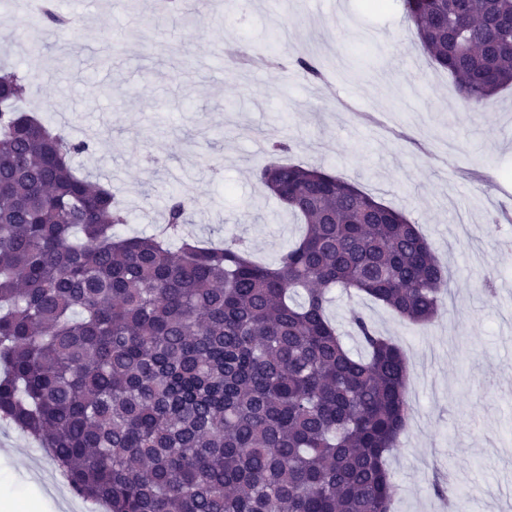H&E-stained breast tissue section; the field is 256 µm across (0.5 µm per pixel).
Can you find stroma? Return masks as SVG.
Masks as SVG:
<instances>
[{
    "label": "stroma",
    "instance_id": "1",
    "mask_svg": "<svg viewBox=\"0 0 512 512\" xmlns=\"http://www.w3.org/2000/svg\"><path fill=\"white\" fill-rule=\"evenodd\" d=\"M161 0H56L71 27L0 19V66L27 75L20 109L89 144L80 174L124 201L150 235L170 195L188 233L237 236L274 263L301 234L260 182L268 142L283 161L342 176L418 224L448 271L438 316L402 320L371 297L336 294L345 346L364 315L434 388L407 389L412 418L386 460L394 512H449L432 474L478 488L474 512H512V87L462 111L451 76L422 49L402 0H191L189 26L152 18ZM320 63L308 81L297 58ZM38 443L0 420V499L36 512H94Z\"/></svg>",
    "mask_w": 512,
    "mask_h": 512
}]
</instances>
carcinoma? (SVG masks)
Masks as SVG:
<instances>
[{
  "mask_svg": "<svg viewBox=\"0 0 512 512\" xmlns=\"http://www.w3.org/2000/svg\"><path fill=\"white\" fill-rule=\"evenodd\" d=\"M403 6L467 110L512 86V0ZM25 91L0 74V418L106 512H392L406 358L353 310L354 356L326 306L339 288L432 321L447 272L418 226L272 161L261 182L305 224L276 264L187 240L180 195L166 236L121 237L116 195L73 168L88 144L18 110Z\"/></svg>",
  "mask_w": 512,
  "mask_h": 512,
  "instance_id": "1",
  "label": "carcinoma"
}]
</instances>
